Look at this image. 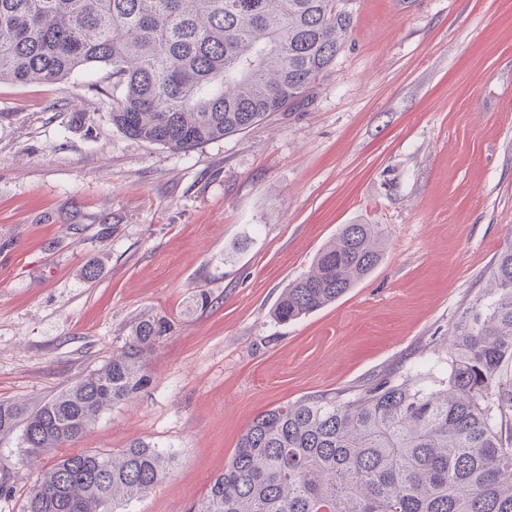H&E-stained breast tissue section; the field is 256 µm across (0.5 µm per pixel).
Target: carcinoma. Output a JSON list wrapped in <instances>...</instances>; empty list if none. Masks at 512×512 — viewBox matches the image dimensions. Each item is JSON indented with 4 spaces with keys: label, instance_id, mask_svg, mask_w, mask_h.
Listing matches in <instances>:
<instances>
[{
    "label": "carcinoma",
    "instance_id": "1",
    "mask_svg": "<svg viewBox=\"0 0 512 512\" xmlns=\"http://www.w3.org/2000/svg\"><path fill=\"white\" fill-rule=\"evenodd\" d=\"M349 0H0V81L63 83L90 64L121 88L112 125L191 151L298 101L332 65L353 24ZM380 224H344L275 314L335 302L384 259ZM487 301L460 315L448 381L412 370L257 415L192 512H512V246ZM164 318L132 327L101 368L29 408L0 401V434L21 429L29 460L83 438L148 383L144 357ZM155 446L63 456L23 512H116L169 472Z\"/></svg>",
    "mask_w": 512,
    "mask_h": 512
}]
</instances>
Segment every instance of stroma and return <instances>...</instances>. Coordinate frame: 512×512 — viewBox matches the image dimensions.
<instances>
[{
    "label": "stroma",
    "mask_w": 512,
    "mask_h": 512,
    "mask_svg": "<svg viewBox=\"0 0 512 512\" xmlns=\"http://www.w3.org/2000/svg\"><path fill=\"white\" fill-rule=\"evenodd\" d=\"M350 7L300 103L189 152L115 128L102 65L0 83V400L37 406L142 316L170 324L149 384L82 439L20 464L19 434L0 435V512H22L57 457L135 440L172 469L127 512H189L259 413L396 368L445 381V341L512 245V0ZM356 221L385 229L382 263L278 321L285 288Z\"/></svg>",
    "instance_id": "stroma-1"
}]
</instances>
